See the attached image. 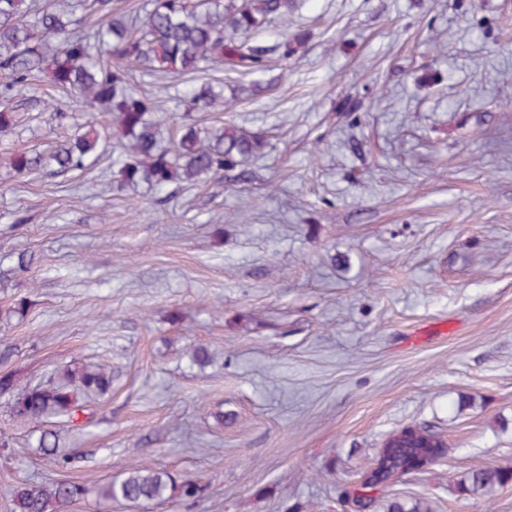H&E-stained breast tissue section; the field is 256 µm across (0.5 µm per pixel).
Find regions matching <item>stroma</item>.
<instances>
[{
  "label": "stroma",
  "instance_id": "stroma-1",
  "mask_svg": "<svg viewBox=\"0 0 512 512\" xmlns=\"http://www.w3.org/2000/svg\"><path fill=\"white\" fill-rule=\"evenodd\" d=\"M288 60L224 81L204 127L264 131L263 156L171 190L119 184L112 161L0 168V375L36 384L112 370L83 425L14 420L0 392V512L18 482L91 488L136 467L203 497L110 512H349L385 440L426 426L442 459L390 494L430 512H512V0H303ZM48 83L14 96L49 151ZM212 362L190 364L193 345ZM58 435L43 456V430ZM512 482V470L486 468L468 472L457 482L462 491L470 494L487 493Z\"/></svg>",
  "mask_w": 512,
  "mask_h": 512
}]
</instances>
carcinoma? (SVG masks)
<instances>
[{"mask_svg": "<svg viewBox=\"0 0 512 512\" xmlns=\"http://www.w3.org/2000/svg\"><path fill=\"white\" fill-rule=\"evenodd\" d=\"M296 0H152L143 21L125 14L112 15L111 0H54L51 7L32 8L28 0H0V96L29 90L47 78L64 99L47 103L56 126L73 120L69 107L80 104L112 117L103 124L86 121L47 155L38 152H0V166L24 176L46 166L59 172L82 170L86 161L112 149V165L120 182H147L158 190L171 184H194L222 175L261 153L267 146L259 132L225 124L202 132L193 122L162 144L165 108L162 101L141 89L138 75L182 78L220 66L237 73L265 70L271 57L286 60L293 49L288 39L268 45L257 38L273 19L288 21ZM94 10L102 22L93 32L76 26L79 10ZM188 112H210L224 107V96L211 85H190L182 91ZM24 123L23 113L0 110V133ZM112 375L101 367L68 368L46 383L28 385L16 392L10 416L23 422L63 417L81 425L82 397L104 394ZM386 444L401 463L419 452L443 457L447 445L426 427L414 426L392 435ZM57 434L41 433L38 448L55 455ZM512 482V470L486 468L468 472L457 482L470 494L487 493ZM204 486L179 481L164 470H129L97 489L105 502H145L201 497ZM87 487L72 480L49 484L22 481L11 492L13 512H60L81 499ZM422 500L412 503L392 499L387 512H428Z\"/></svg>", "mask_w": 512, "mask_h": 512, "instance_id": "1", "label": "carcinoma"}]
</instances>
